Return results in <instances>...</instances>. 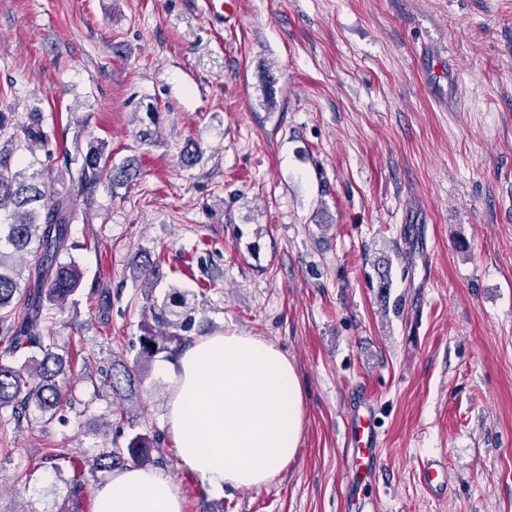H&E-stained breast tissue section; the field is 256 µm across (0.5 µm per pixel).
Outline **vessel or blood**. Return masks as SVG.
Instances as JSON below:
<instances>
[{
	"label": "vessel or blood",
	"instance_id": "obj_1",
	"mask_svg": "<svg viewBox=\"0 0 512 512\" xmlns=\"http://www.w3.org/2000/svg\"><path fill=\"white\" fill-rule=\"evenodd\" d=\"M349 439L354 465L353 483L356 490L351 500L353 512H367L371 505L361 487L380 456L375 410L369 400H362L352 410L349 423Z\"/></svg>",
	"mask_w": 512,
	"mask_h": 512
}]
</instances>
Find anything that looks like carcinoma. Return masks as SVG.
<instances>
[{"label": "carcinoma", "mask_w": 512, "mask_h": 512, "mask_svg": "<svg viewBox=\"0 0 512 512\" xmlns=\"http://www.w3.org/2000/svg\"><path fill=\"white\" fill-rule=\"evenodd\" d=\"M48 144L43 115L30 112L27 122H15L14 113L0 111V409L11 408L17 424L30 421L39 411L44 423L71 407L72 369L69 352L54 350L44 341L43 325L50 314H62L76 301L81 276L61 256L72 249L71 226L79 219L78 202L94 204L99 188L123 186L132 178L128 167L108 166L105 141L90 143L77 169L69 153L63 164L69 176L63 193L47 186L44 178L28 174L18 155ZM33 257L27 279H22L24 256ZM134 278L142 282L143 336L133 365L117 363L99 374L98 388L119 399L116 409L139 396L149 363L160 353L174 356L191 341L194 326L192 301L175 287L155 295L160 273L145 251L132 259ZM100 323L112 321V289L99 291ZM159 435L137 433L125 447L106 455L89 456L71 448H47L41 462L58 477H67L68 497L60 512H84L87 475L123 468L131 460L142 468L163 463L165 451Z\"/></svg>", "instance_id": "1"}]
</instances>
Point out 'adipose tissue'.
I'll use <instances>...</instances> for the list:
<instances>
[{
	"instance_id": "1",
	"label": "adipose tissue",
	"mask_w": 512,
	"mask_h": 512,
	"mask_svg": "<svg viewBox=\"0 0 512 512\" xmlns=\"http://www.w3.org/2000/svg\"><path fill=\"white\" fill-rule=\"evenodd\" d=\"M164 371L180 463L211 490L263 486L297 455L304 399L276 344L236 332L204 336ZM93 512H182V502L167 475L130 466L97 485Z\"/></svg>"
}]
</instances>
